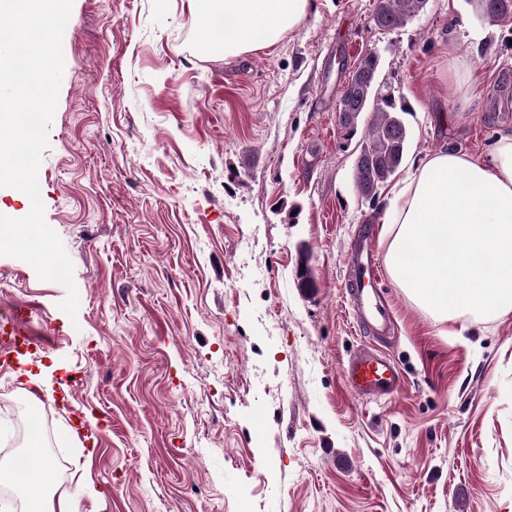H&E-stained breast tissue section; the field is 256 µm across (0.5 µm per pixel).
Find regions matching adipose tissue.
I'll list each match as a JSON object with an SVG mask.
<instances>
[{
	"instance_id": "ef3b65f1",
	"label": "adipose tissue",
	"mask_w": 512,
	"mask_h": 512,
	"mask_svg": "<svg viewBox=\"0 0 512 512\" xmlns=\"http://www.w3.org/2000/svg\"><path fill=\"white\" fill-rule=\"evenodd\" d=\"M203 21L233 20L217 42L225 56L274 45L311 0H190ZM389 222L388 271L437 320L512 312V134L489 158L441 152L398 192Z\"/></svg>"
}]
</instances>
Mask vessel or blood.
<instances>
[{"mask_svg": "<svg viewBox=\"0 0 512 512\" xmlns=\"http://www.w3.org/2000/svg\"><path fill=\"white\" fill-rule=\"evenodd\" d=\"M346 286L353 310L377 337H385L391 323L390 312L382 299L372 227L362 232L348 246ZM10 327L9 344L4 352L12 362H20L32 350L47 348V337L36 336L22 327L17 314L5 318ZM344 381L352 394L361 399H379L398 393L403 387L399 366L388 354L372 345L355 350L343 367Z\"/></svg>", "mask_w": 512, "mask_h": 512, "instance_id": "1", "label": "vessel or blood"}]
</instances>
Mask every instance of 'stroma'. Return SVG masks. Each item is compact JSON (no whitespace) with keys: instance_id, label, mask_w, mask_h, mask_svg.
<instances>
[{"instance_id":"stroma-1","label":"stroma","mask_w":512,"mask_h":512,"mask_svg":"<svg viewBox=\"0 0 512 512\" xmlns=\"http://www.w3.org/2000/svg\"><path fill=\"white\" fill-rule=\"evenodd\" d=\"M374 3L313 0L275 45L226 58L200 53L189 0H74L38 182L79 307L0 255V312L54 339L30 357L52 389L22 437L33 385L0 362V464L55 442L52 494L78 512H512V313L440 322L389 279L395 334L377 342L344 281L365 225L386 264L412 166L485 159L512 132V22L428 0L387 32ZM370 48L411 131L373 204L336 112ZM372 342L404 385L363 401L342 366Z\"/></svg>"}]
</instances>
